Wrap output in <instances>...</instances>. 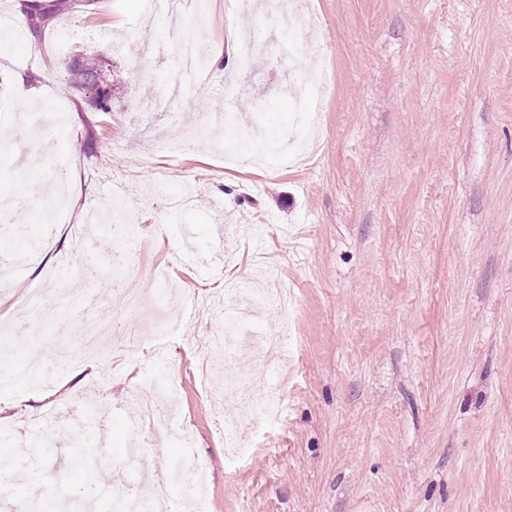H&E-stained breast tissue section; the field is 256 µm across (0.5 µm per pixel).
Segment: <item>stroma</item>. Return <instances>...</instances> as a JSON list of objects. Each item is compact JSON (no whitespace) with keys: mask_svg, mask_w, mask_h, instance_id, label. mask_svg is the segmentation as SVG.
<instances>
[{"mask_svg":"<svg viewBox=\"0 0 512 512\" xmlns=\"http://www.w3.org/2000/svg\"><path fill=\"white\" fill-rule=\"evenodd\" d=\"M244 17L261 38L237 97L223 80L242 73L219 65L178 104L152 109L175 77L172 47L195 40L212 58ZM295 23L285 69L272 60L286 33L252 0H205L177 31L143 0H91L0 45V111L12 115L0 122V194L26 230L9 241L22 263L0 288V373L46 356L60 323L79 344L72 311L111 323L112 264L77 246L91 212L99 239L150 242L131 282L148 298L134 314L144 328L174 287L218 311L228 280L291 291L287 350L258 348L265 318L242 314L237 367L262 378L270 358L283 360L288 391L282 415L260 423L227 400L245 455H225L197 378L192 339L212 324L188 316L163 351H105L0 392L15 494L48 481L62 501L81 486L144 490L161 467L179 506V475L198 458L210 512H512V0H308ZM94 54L109 64L107 112L69 85L72 60ZM32 75L39 101L66 115L54 157L15 137ZM194 123L199 147L171 155ZM61 159L66 217L48 227L27 186ZM186 185L193 206L171 218L167 198ZM216 224L227 228L219 257L206 250ZM34 293L46 304L25 337L17 311ZM135 390L154 393L168 419L129 431ZM45 411L58 418L54 451L30 467L15 431Z\"/></svg>","mask_w":512,"mask_h":512,"instance_id":"1","label":"stroma"}]
</instances>
